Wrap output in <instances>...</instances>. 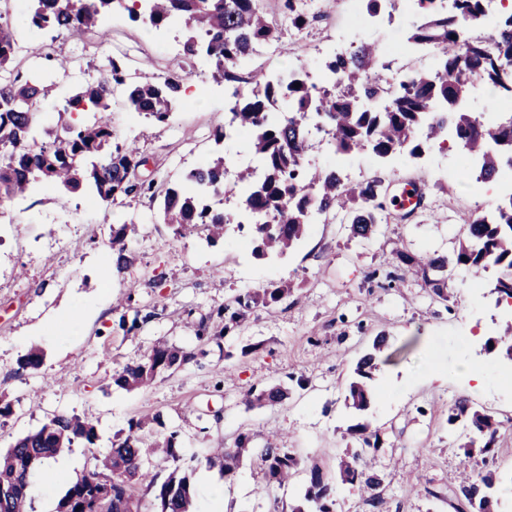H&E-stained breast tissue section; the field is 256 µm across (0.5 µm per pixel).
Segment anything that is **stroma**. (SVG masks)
<instances>
[{
    "label": "stroma",
    "mask_w": 512,
    "mask_h": 512,
    "mask_svg": "<svg viewBox=\"0 0 512 512\" xmlns=\"http://www.w3.org/2000/svg\"><path fill=\"white\" fill-rule=\"evenodd\" d=\"M306 2L316 21L300 32L280 22L277 42L253 57L254 66L280 71L351 49L366 13L359 0ZM27 8V0H14L8 21L46 52L25 54L23 72L54 80L60 95L99 79L114 57L134 81L179 68L180 54L169 49L179 43V29H169L162 42L127 16L109 14L100 35L78 40L31 27ZM409 19L405 5L386 9L364 38L382 49L406 44ZM61 57L68 58L67 68H57ZM197 89L196 96L181 97L162 125L113 107L109 117L117 135L136 141L149 158L141 178L177 185L215 154L231 164L249 159L244 138L218 144L212 137L229 110L230 89L208 82ZM307 159L321 167L343 166L353 185L382 171L391 189L418 183L422 206L413 219L380 224L365 241L348 240L336 221L311 224L300 244L278 260L254 258L233 226L214 244L202 230L176 235L159 220V202L147 193L104 203L87 188L66 193L40 182L8 206L4 220L10 228L0 233V401L10 403L12 412L0 418V450L55 413L89 417L99 435L94 448L67 452V467L50 482L34 477L31 512H55L68 485L93 468L116 433L130 420L154 415L199 451L232 444L242 432L251 433L259 447L275 428L281 447L329 469L348 444V427L368 421L381 431L375 458L382 494L402 512H453L461 466L512 472V388L501 384L512 379V363L485 350L486 340L512 320V304L496 303L490 292L495 270L449 281L442 300L391 255L400 243L416 253H452L468 213L498 202L501 192L475 182L455 150L444 146L423 161L403 157L386 169L368 149L340 158L315 147ZM128 222L135 225L134 260L113 276L108 238L113 225ZM288 279L297 285L294 293L276 307L256 309L235 335L196 338L193 323L214 307L241 290ZM134 307L151 319L128 335L119 321ZM381 333L398 355L377 372L375 397L359 417L345 406L347 383ZM160 340L183 348L189 361L146 389L113 386L115 371ZM34 348L43 353L41 368L21 370V356ZM466 365L484 372L482 386L463 374ZM299 378L305 387L294 388L281 405L248 410L240 403L250 386ZM461 397L505 418L495 456L466 460L459 454L460 432L448 427L446 417ZM219 477L218 469L197 465L190 477L195 512H220L225 505L234 512H289L309 479L300 474L291 487L259 496L254 489L263 483L261 465L247 460L219 502L207 486Z\"/></svg>",
    "instance_id": "stroma-1"
}]
</instances>
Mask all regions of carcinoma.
Here are the masks:
<instances>
[{"mask_svg":"<svg viewBox=\"0 0 512 512\" xmlns=\"http://www.w3.org/2000/svg\"><path fill=\"white\" fill-rule=\"evenodd\" d=\"M0 207L25 196L37 182L46 180L68 192L87 186L101 201L114 202L152 189L134 178L145 164L133 142L115 133L106 112L114 88L122 87L129 109L147 119L168 120L183 84L192 71L154 81H129L122 62L109 60L106 73L86 84L55 107V124L46 126L39 108L52 96L55 83L31 79L19 67L21 47L12 26L1 22L10 0H0ZM29 21L40 30L79 36L95 31L103 16L125 12L130 20L159 28L174 18L184 21L182 51L185 62L198 58L208 63L210 81L234 89L228 126L215 128V140L227 137L225 128L246 137L257 164L228 170L224 157L190 170L185 185L160 186L163 223L174 232L201 227L212 242L224 236L229 216L224 210L226 184L239 189L236 198L238 227L248 228L257 259L282 256L296 246L307 226L316 219L341 216L349 237L367 240L387 218L384 178L354 186L344 183L333 167L311 166L306 154L315 140L323 139L336 155L369 148L380 158L408 153L419 158L425 146L452 126L455 144L480 160L479 181L500 172L502 159L512 166V114L492 121L458 109L480 80L504 96L512 97V12L487 18L483 0H457L455 12L438 9L435 0H418L421 17L410 23V40L434 52L435 68L417 69L394 90L392 75L382 54L362 42L344 55L320 63L328 75L318 87L286 71L271 75L248 69L256 48L276 41L277 24L269 19L262 0H151L144 12L136 0H28ZM284 16L297 30L305 29L310 14L300 0H283ZM480 23L494 30L491 38L465 37L463 30ZM300 87H294V84ZM91 103L95 117L75 125L70 116ZM129 224L112 229L109 248L112 267L121 272L131 262ZM399 264L420 275L439 299H448V269L479 272L489 266L500 270L493 292L512 299V196L491 212H474L467 220L466 237L453 254H418L395 250ZM292 285L270 282L245 290L201 318L195 335L204 340L218 329L229 336L259 307L272 308L288 298ZM490 351L512 361V322L491 340ZM386 336L373 340L370 352L356 364L348 383L346 405L362 413L369 408L372 381L380 365L392 359L384 354ZM189 360L183 349L164 342L155 344L139 361L121 368L112 378L117 387L135 391L151 386L157 377L180 369ZM42 353L32 349L19 360L22 370H38ZM280 383L253 386L244 395L247 408L275 407L287 397ZM464 423L466 440L459 444L464 458L474 451L491 454L504 422L468 398L457 399L448 409L447 424ZM144 419L130 420L128 429L113 437L111 448L95 457L92 470L71 483L56 512H143L133 485L147 483L159 512H191L194 494L189 473L199 460L180 446L178 431L146 435ZM351 445L336 457V474L314 460H304L278 447L275 436L262 447L253 446L249 433L237 435L233 444L205 455L209 466H219L224 481L232 482L247 459L257 458L264 471V488L288 485L300 470L309 473L303 497L289 505L290 512H334L336 485L350 484L367 495L376 512H385V498L377 492L382 483L370 465L379 447V429L360 423L348 429ZM98 439L95 425L76 414L57 413L37 430L0 450V512H28L33 475L44 461L81 445L91 448ZM176 463L162 483L145 470L153 456ZM498 476L494 471L460 473L453 490L456 512H491L498 503Z\"/></svg>","mask_w":512,"mask_h":512,"instance_id":"cac0c4a2","label":"carcinoma"}]
</instances>
